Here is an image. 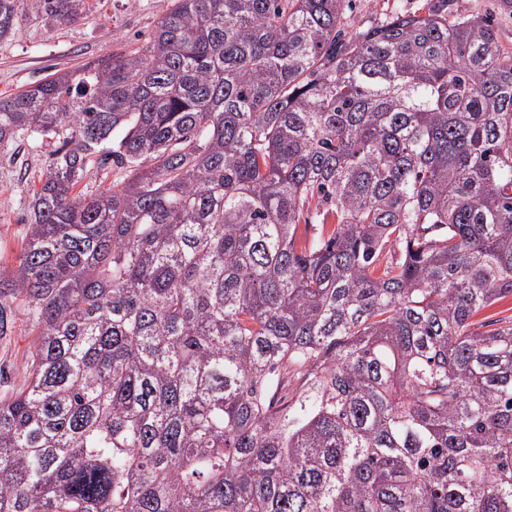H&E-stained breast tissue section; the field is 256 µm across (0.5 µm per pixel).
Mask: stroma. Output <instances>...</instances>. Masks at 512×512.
<instances>
[{
    "label": "stroma",
    "mask_w": 512,
    "mask_h": 512,
    "mask_svg": "<svg viewBox=\"0 0 512 512\" xmlns=\"http://www.w3.org/2000/svg\"><path fill=\"white\" fill-rule=\"evenodd\" d=\"M442 0H352L345 13L349 31L364 30L396 13H419ZM466 14L491 17L504 48H512V0H460ZM167 0H85L82 16L50 26L29 16L0 41V99L37 79L77 69L83 61L120 50L143 48L165 13ZM62 141L35 137L0 144V267L12 268L22 249L27 207L34 186ZM33 325L18 315L11 335L0 337V393L25 382Z\"/></svg>",
    "instance_id": "35a3bbf8"
}]
</instances>
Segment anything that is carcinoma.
Returning <instances> with one entry per match:
<instances>
[{
  "instance_id": "cac0c4a2",
  "label": "carcinoma",
  "mask_w": 512,
  "mask_h": 512,
  "mask_svg": "<svg viewBox=\"0 0 512 512\" xmlns=\"http://www.w3.org/2000/svg\"><path fill=\"white\" fill-rule=\"evenodd\" d=\"M84 2L0 0V40ZM345 7L170 0L0 99V144L64 136L0 269V336L36 330L0 512H512V315L477 318L512 296V51ZM97 161L123 186L74 193Z\"/></svg>"
}]
</instances>
